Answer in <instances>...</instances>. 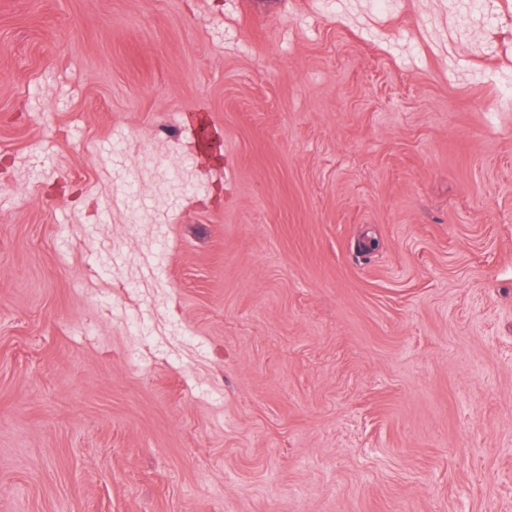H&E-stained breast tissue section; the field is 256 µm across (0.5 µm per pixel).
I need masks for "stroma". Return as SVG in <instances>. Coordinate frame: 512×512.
<instances>
[{"mask_svg":"<svg viewBox=\"0 0 512 512\" xmlns=\"http://www.w3.org/2000/svg\"><path fill=\"white\" fill-rule=\"evenodd\" d=\"M0 512H512V0H0Z\"/></svg>","mask_w":512,"mask_h":512,"instance_id":"obj_1","label":"stroma"}]
</instances>
